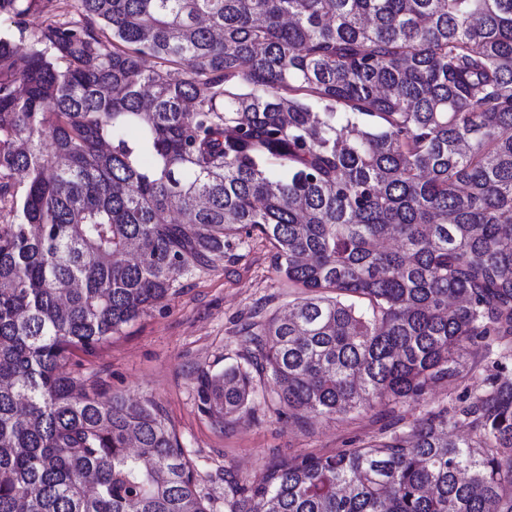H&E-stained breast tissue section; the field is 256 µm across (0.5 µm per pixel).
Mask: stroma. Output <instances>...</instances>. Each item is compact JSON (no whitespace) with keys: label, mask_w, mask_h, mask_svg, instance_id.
Returning a JSON list of instances; mask_svg holds the SVG:
<instances>
[{"label":"stroma","mask_w":512,"mask_h":512,"mask_svg":"<svg viewBox=\"0 0 512 512\" xmlns=\"http://www.w3.org/2000/svg\"><path fill=\"white\" fill-rule=\"evenodd\" d=\"M216 267L182 279L175 294L126 325L90 353L70 355L66 368L83 389L97 388L156 404L193 466L211 512H224V472L241 483L262 482L281 462L333 454L408 429L427 410L478 393L491 371L478 368L446 379L418 399L370 403L345 416L299 412L282 416L266 379L254 384V409L216 425L198 407L197 373L244 362L253 349L240 326L254 312L271 315L297 296L275 270L271 244L258 235L232 245Z\"/></svg>","instance_id":"stroma-1"}]
</instances>
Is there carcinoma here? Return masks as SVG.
I'll use <instances>...</instances> for the list:
<instances>
[{
  "mask_svg": "<svg viewBox=\"0 0 512 512\" xmlns=\"http://www.w3.org/2000/svg\"><path fill=\"white\" fill-rule=\"evenodd\" d=\"M55 2L0 0L21 36L47 14L0 36V512H211L153 405L61 367L255 232L303 296L200 369L218 425L255 371L281 415H346L512 357V0ZM224 512H512V378L226 469Z\"/></svg>",
  "mask_w": 512,
  "mask_h": 512,
  "instance_id": "cac0c4a2",
  "label": "carcinoma"
}]
</instances>
